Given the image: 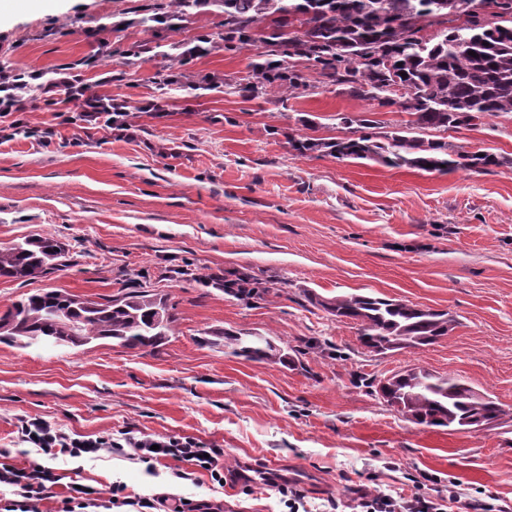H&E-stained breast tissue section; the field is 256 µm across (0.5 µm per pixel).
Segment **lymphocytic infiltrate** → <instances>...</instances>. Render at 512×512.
Wrapping results in <instances>:
<instances>
[{
	"label": "lymphocytic infiltrate",
	"instance_id": "1",
	"mask_svg": "<svg viewBox=\"0 0 512 512\" xmlns=\"http://www.w3.org/2000/svg\"><path fill=\"white\" fill-rule=\"evenodd\" d=\"M58 106L61 124L80 129L84 135L103 130H117L131 136L132 127L125 120L127 101L102 94L87 82L75 66L63 65L43 71L40 69L0 68V145L22 135L38 144L51 143L54 132L33 129L22 119L24 112L36 104ZM18 432L24 442L50 456L97 458L100 452H122L124 447L136 448L138 458L145 463L147 473H154L155 465L164 460L188 463V470H175L176 478L190 479L192 472L209 473L216 482L224 479V451L202 445L192 437H158L148 435L127 437L125 442L111 436L72 437L60 426L32 419L21 421ZM59 478L53 468L39 464L16 467L0 466V486L9 489L11 497L0 512H41L42 501L53 498ZM110 505L131 506L137 512H223L222 503L210 500H184L180 496L159 494L153 497L129 496L124 483H113L109 489Z\"/></svg>",
	"mask_w": 512,
	"mask_h": 512
}]
</instances>
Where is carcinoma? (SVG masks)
<instances>
[{
  "label": "carcinoma",
  "mask_w": 512,
  "mask_h": 512,
  "mask_svg": "<svg viewBox=\"0 0 512 512\" xmlns=\"http://www.w3.org/2000/svg\"><path fill=\"white\" fill-rule=\"evenodd\" d=\"M470 0H171L148 20L176 28L193 10L211 5L224 15V31L200 36L224 41L226 49L256 48L251 82L224 83V92L276 98L311 88L341 87L359 99L389 105L387 89L400 88L414 119L389 129L366 112H338L348 134L334 139L289 138L301 157L328 155L338 161L367 160L390 168L446 174L484 173L512 167V157L471 150L425 131H457L490 116L512 114V0H485L488 10L469 11ZM264 25L261 40L255 29ZM475 52L476 56L469 55ZM166 86L198 90L208 79L182 82L160 75ZM68 250L52 237H33L0 247V279L45 277L66 262ZM205 283L241 298H259L265 287L248 273L221 284ZM304 300L339 321L358 325V341L370 353L416 349L448 335L456 322L446 311L424 309L374 294ZM173 316L167 300L137 288L95 300L58 289H41L0 311V343H51L82 347L106 340L127 349L154 351L168 339ZM229 354L246 361L294 362L263 336L224 332ZM366 387L411 423L425 428H465L482 417L499 421L506 411L470 384L412 367Z\"/></svg>",
  "instance_id": "carcinoma-1"
}]
</instances>
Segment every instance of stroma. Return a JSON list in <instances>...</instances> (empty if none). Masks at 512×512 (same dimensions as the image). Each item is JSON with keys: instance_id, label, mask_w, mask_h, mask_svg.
Wrapping results in <instances>:
<instances>
[{"instance_id": "stroma-1", "label": "stroma", "mask_w": 512, "mask_h": 512, "mask_svg": "<svg viewBox=\"0 0 512 512\" xmlns=\"http://www.w3.org/2000/svg\"><path fill=\"white\" fill-rule=\"evenodd\" d=\"M156 0H0V65L51 70L102 46L119 81L104 93L128 101L137 131L76 142L54 113L50 146L17 137L0 145V247L36 236L67 244L63 270L27 283L0 280V309L57 288L98 298L137 283L166 295L173 330L158 353L109 341L80 348L0 344V450L18 467L53 465L57 512L70 483L108 493L216 499L224 512H353L358 488L397 500L448 498L446 512L492 504L512 512V420L494 427L425 429L403 419L360 379L423 367L489 393L512 408V168L446 174L374 162L298 157L289 134L336 137L340 112L388 125L407 116L339 88L286 102L223 90H168L154 75L172 46L187 50L220 29L206 7L170 29L149 22ZM151 53L135 58L133 46ZM251 51L174 61L190 80L247 76ZM155 100L164 116L143 111ZM448 141L512 156V118L489 117ZM246 272L266 283L259 299L204 284L202 275ZM369 293L444 310L448 336L412 351L375 355L355 324L309 305ZM213 331L269 336L302 367L229 356ZM316 352H309V345ZM79 435L190 436L224 450V482L182 480L167 464L148 476L135 449L94 460L50 459L20 442L23 419ZM289 482L305 494L290 508Z\"/></svg>"}]
</instances>
